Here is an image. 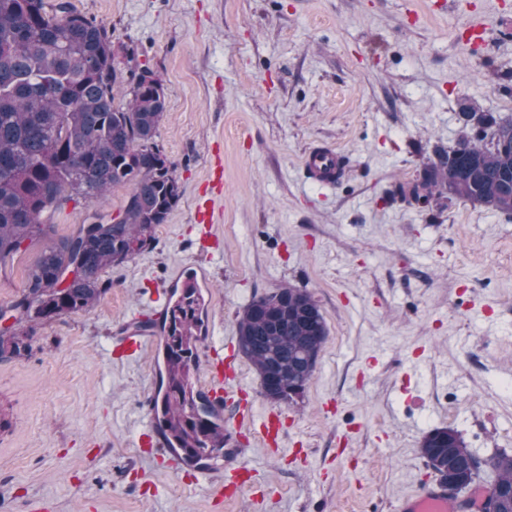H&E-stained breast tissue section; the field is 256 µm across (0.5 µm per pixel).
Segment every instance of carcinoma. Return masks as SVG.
Masks as SVG:
<instances>
[{"instance_id":"obj_1","label":"carcinoma","mask_w":512,"mask_h":512,"mask_svg":"<svg viewBox=\"0 0 512 512\" xmlns=\"http://www.w3.org/2000/svg\"><path fill=\"white\" fill-rule=\"evenodd\" d=\"M112 65V31L78 12L71 0H0V267L40 247L23 295L0 309V360L32 349L35 325L92 308L111 287L104 269L148 251L181 196L175 164L157 142L166 111L161 82L130 69L126 101ZM450 150L437 148L391 199L428 207L443 197L512 213V115L468 106ZM132 190L115 216L97 212L69 236L52 218L80 197L94 203L114 187ZM165 390L154 400L159 428L188 462L224 450V424L195 390L193 373L205 315L199 289L184 288L165 313ZM329 334L313 294L284 287L254 298L238 320V351L254 366L260 393L274 404L303 397ZM418 452L437 481L471 486L483 471L492 512H512V455L479 459L452 428L427 432Z\"/></svg>"}]
</instances>
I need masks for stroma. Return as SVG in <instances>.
Returning <instances> with one entry per match:
<instances>
[{
	"label": "stroma",
	"mask_w": 512,
	"mask_h": 512,
	"mask_svg": "<svg viewBox=\"0 0 512 512\" xmlns=\"http://www.w3.org/2000/svg\"><path fill=\"white\" fill-rule=\"evenodd\" d=\"M112 32L119 71L161 80L158 142L181 198L150 251L107 269L91 309L37 326L30 354L0 361V512H397L435 482L417 451L451 427L478 458L512 455V215L463 200L392 202L468 105L512 114V0H71ZM478 22L494 50L468 43ZM343 154L335 189L309 184L305 151ZM224 183L209 177L214 161ZM124 185L53 217L66 236ZM213 202L221 246H197ZM35 251L0 270V308L23 293ZM206 269L210 335L235 342L244 308L310 290L329 335L302 400L280 405L277 449L253 443L250 496L159 467L138 435L164 371L120 355L133 310L182 267Z\"/></svg>",
	"instance_id": "obj_1"
}]
</instances>
